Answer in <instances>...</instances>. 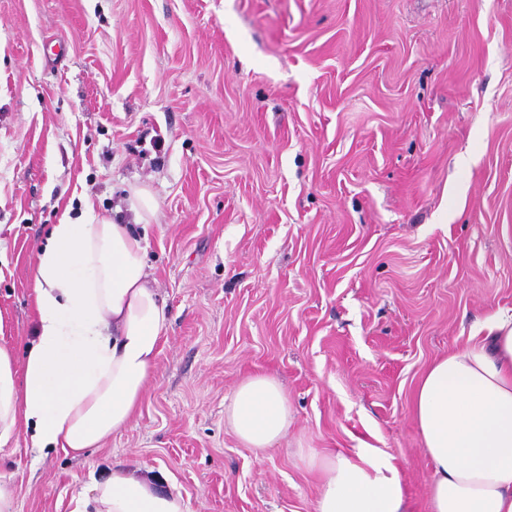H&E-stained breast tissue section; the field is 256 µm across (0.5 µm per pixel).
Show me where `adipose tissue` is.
<instances>
[{
    "label": "adipose tissue",
    "mask_w": 512,
    "mask_h": 512,
    "mask_svg": "<svg viewBox=\"0 0 512 512\" xmlns=\"http://www.w3.org/2000/svg\"><path fill=\"white\" fill-rule=\"evenodd\" d=\"M134 226L108 217L53 225L34 265L37 339L21 357L0 345V449L23 427L38 452L86 459L130 421L167 322ZM412 416L432 465L429 512H512V310L491 311L426 369ZM224 417L246 447L266 450L288 433V395L274 376H246ZM297 461L319 478L313 512H406L401 473L380 449L302 448ZM71 505L188 512L178 488L161 489L120 463Z\"/></svg>",
    "instance_id": "ef3b65f1"
}]
</instances>
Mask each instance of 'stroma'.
<instances>
[{
    "instance_id": "35a3bbf8",
    "label": "stroma",
    "mask_w": 512,
    "mask_h": 512,
    "mask_svg": "<svg viewBox=\"0 0 512 512\" xmlns=\"http://www.w3.org/2000/svg\"><path fill=\"white\" fill-rule=\"evenodd\" d=\"M158 202L152 382L84 461L0 450L17 512H70L113 464L189 512H313L297 448L366 443L428 512L421 373L512 308V0H0V344L35 339L52 224ZM284 385L266 453L224 422ZM129 210L134 213L138 224H149L155 217L158 202L146 187H133L128 195ZM224 417L239 440L264 451L284 438L291 424L288 395L274 376L255 373L236 385Z\"/></svg>"
}]
</instances>
